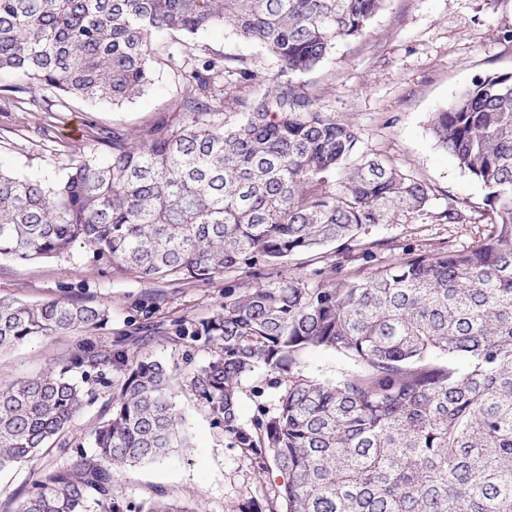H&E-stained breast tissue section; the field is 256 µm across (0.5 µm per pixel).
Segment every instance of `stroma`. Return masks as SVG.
<instances>
[{"instance_id": "stroma-1", "label": "stroma", "mask_w": 512, "mask_h": 512, "mask_svg": "<svg viewBox=\"0 0 512 512\" xmlns=\"http://www.w3.org/2000/svg\"><path fill=\"white\" fill-rule=\"evenodd\" d=\"M512 72V0H388L363 37L337 43L326 63L307 75L321 105L355 127L362 151L388 158L404 174L425 182L430 201L423 211L400 213L388 223L366 227L364 241H385L372 260L336 253L334 267L302 257L258 275L228 272L211 281L151 282L117 266L95 263L82 247L31 261L0 259V297L46 301L65 292L105 305L109 322L50 339L34 338L0 352V387L36 377L48 362L68 358L79 341L107 347L134 336L144 356L173 371L177 405L186 415L191 445L167 457L127 467L115 478L130 500L150 495L190 501L198 512H238L239 504L274 495L282 478L262 471L182 385L187 370L211 356L210 346L181 338L180 328L222 308L226 292L300 276L328 281L342 275L363 280L410 253L437 254L472 245L483 224L482 186L440 150L430 130L434 112L446 107L473 80ZM179 83L168 69L157 72L137 99L114 106L71 101L57 117L35 119L29 112H0V166L22 177L63 176L74 157L104 158V146L86 137L89 125L117 127L133 135L167 118ZM456 200L470 224L436 219ZM281 388L259 372L240 395V421L254 426L273 414ZM73 454L39 455L0 474V512H18L34 483Z\"/></svg>"}]
</instances>
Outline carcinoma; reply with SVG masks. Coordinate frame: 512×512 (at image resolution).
<instances>
[{"label":"carcinoma","instance_id":"obj_1","mask_svg":"<svg viewBox=\"0 0 512 512\" xmlns=\"http://www.w3.org/2000/svg\"><path fill=\"white\" fill-rule=\"evenodd\" d=\"M386 0H0V112L51 115L72 100L121 105L157 67L180 71L169 119L141 130L88 126L109 158L65 176L0 166V258L30 261L80 244L100 263L154 281L278 266L430 201L426 183L361 152L357 130L302 77L340 40L364 35ZM229 28L260 45L262 68L197 41ZM237 108L230 112L228 108ZM437 144L485 190V228L465 250L412 255L366 280L290 277L227 298L183 335L213 346L185 387L234 444L284 477L238 512H512V72L465 87L434 113ZM341 176L339 191L326 184ZM467 224L454 201L437 214ZM68 293L0 297V350L109 321ZM336 354L332 380L304 373ZM122 373L107 413L75 437L104 369ZM284 382L277 412L240 423L242 383ZM75 447L71 467L36 483L19 512H193L124 501L114 471L190 447L163 364L122 342L79 344L72 361L0 389V473ZM305 365V372L318 379L336 377V370L341 367L336 355L324 350L312 352L306 359Z\"/></svg>","mask_w":512,"mask_h":512}]
</instances>
